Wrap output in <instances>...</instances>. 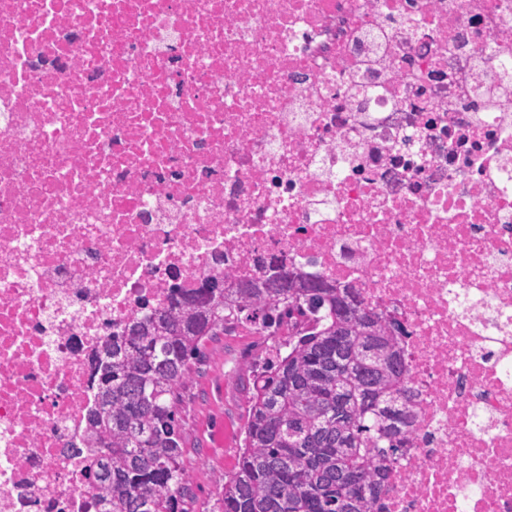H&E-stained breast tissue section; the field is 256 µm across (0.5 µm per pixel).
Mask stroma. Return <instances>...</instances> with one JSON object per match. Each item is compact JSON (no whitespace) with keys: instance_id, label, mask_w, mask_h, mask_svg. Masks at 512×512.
<instances>
[{"instance_id":"stroma-1","label":"stroma","mask_w":512,"mask_h":512,"mask_svg":"<svg viewBox=\"0 0 512 512\" xmlns=\"http://www.w3.org/2000/svg\"><path fill=\"white\" fill-rule=\"evenodd\" d=\"M243 324L235 333L207 342L199 371L183 392L187 462L193 471L189 504L203 512L238 459L245 423L251 363L246 354L257 343Z\"/></svg>"}]
</instances>
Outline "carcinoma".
Instances as JSON below:
<instances>
[{
    "mask_svg": "<svg viewBox=\"0 0 512 512\" xmlns=\"http://www.w3.org/2000/svg\"><path fill=\"white\" fill-rule=\"evenodd\" d=\"M249 323L276 336L254 364L243 446L210 512H374L416 420L398 324L354 288L300 270L212 279L96 354L84 416L94 512H187L182 388L206 342ZM112 480L98 478L103 461Z\"/></svg>",
    "mask_w": 512,
    "mask_h": 512,
    "instance_id": "carcinoma-1",
    "label": "carcinoma"
}]
</instances>
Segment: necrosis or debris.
<instances>
[{"label": "necrosis or debris", "mask_w": 512, "mask_h": 512, "mask_svg": "<svg viewBox=\"0 0 512 512\" xmlns=\"http://www.w3.org/2000/svg\"><path fill=\"white\" fill-rule=\"evenodd\" d=\"M506 61L512 0H0V512H86L96 348L274 258L404 329L378 512H512Z\"/></svg>", "instance_id": "obj_1"}]
</instances>
